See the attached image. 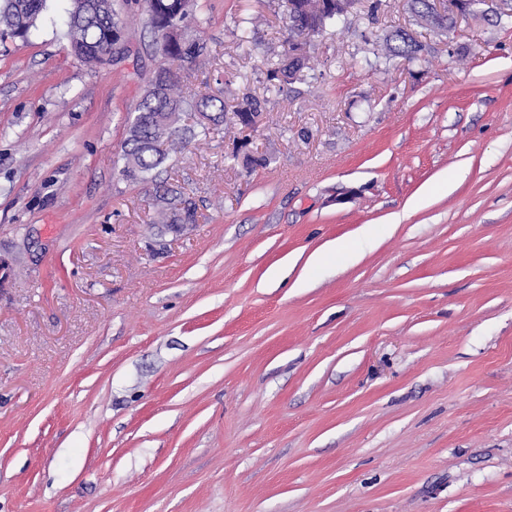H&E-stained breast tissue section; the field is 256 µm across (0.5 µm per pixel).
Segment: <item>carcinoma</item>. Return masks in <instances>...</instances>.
Here are the masks:
<instances>
[{"label":"carcinoma","mask_w":512,"mask_h":512,"mask_svg":"<svg viewBox=\"0 0 512 512\" xmlns=\"http://www.w3.org/2000/svg\"><path fill=\"white\" fill-rule=\"evenodd\" d=\"M47 0H0V40L25 38L36 27ZM146 23L154 34L156 51L165 60L177 61L180 66L195 67L206 45L199 38L169 39L172 28H185L188 18L195 16L197 0H144ZM415 17L437 28L448 27L451 15H434L430 0H410ZM355 0H284L288 16V45L284 61L268 74L267 92L279 93L284 86L304 81L305 53L309 38L334 25L345 28ZM67 38L74 56L87 66L100 63L101 48L121 37L124 28L122 12L111 7L109 0H70ZM423 46L412 33L399 29L387 36L383 43L372 49L374 58H364L372 67L381 60L400 59L409 66L424 61ZM180 80L175 72L162 66L149 81V85L135 109L129 124L128 137L122 151L121 176L142 183L152 193L157 207V221L170 228L196 223L195 207L186 197L184 188L158 182L149 174L162 165L170 153L178 152L186 141L196 136L191 128L180 126L184 112H207L218 108L209 116V123L199 125L208 135L220 123L232 118L240 126L254 123L262 114L260 102L246 96L230 113L218 99L203 97L189 100L179 92Z\"/></svg>","instance_id":"carcinoma-1"}]
</instances>
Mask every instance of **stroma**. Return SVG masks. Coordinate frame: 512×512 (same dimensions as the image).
I'll list each match as a JSON object with an SVG mask.
<instances>
[{"mask_svg": "<svg viewBox=\"0 0 512 512\" xmlns=\"http://www.w3.org/2000/svg\"><path fill=\"white\" fill-rule=\"evenodd\" d=\"M202 5L183 96L263 120L160 167L179 230L119 173L143 0L93 69L68 0L0 43V512H512V17L359 0L271 94L281 0ZM410 3L411 11L415 17L427 21L437 28H447L448 21L453 18L450 14L444 16L433 15L434 9L432 4H430V0H410ZM425 51L427 52L426 47L417 41L412 33L405 29H399L387 36L382 44H376L373 47L374 60L365 57L364 62L366 65L373 67L380 60L391 62L394 59H401L408 66H417L425 61L423 56ZM262 114L260 102L251 97L246 96L238 104V106L232 111V117L230 120H234L240 126H248L254 123V118ZM257 121V118H255Z\"/></svg>", "mask_w": 512, "mask_h": 512, "instance_id": "obj_1", "label": "stroma"}]
</instances>
